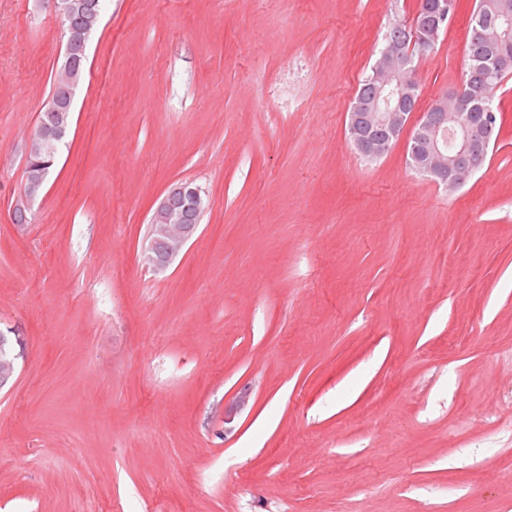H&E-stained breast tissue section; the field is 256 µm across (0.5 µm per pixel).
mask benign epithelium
Returning <instances> with one entry per match:
<instances>
[{
  "instance_id": "1",
  "label": "benign epithelium",
  "mask_w": 512,
  "mask_h": 512,
  "mask_svg": "<svg viewBox=\"0 0 512 512\" xmlns=\"http://www.w3.org/2000/svg\"><path fill=\"white\" fill-rule=\"evenodd\" d=\"M64 18L67 62L80 65L86 53L85 37L98 21L93 0H54ZM451 0H423L408 26L395 25L387 34L388 51L377 60L368 81V93L354 96L348 112L347 138L358 155L375 162L388 155L403 136H408L412 167L438 184L454 190L469 182L477 164L493 140L494 122L489 113L471 111L473 99L484 87L471 84L473 76L462 75V86L438 99L430 111L419 109V85L415 57L433 48L447 29ZM487 22L477 36L489 60V71L507 62L500 52L503 34L512 23V3L498 0L484 12ZM63 93L50 105L52 123H41L31 135L30 154L53 155L68 133L71 120L73 75L64 73ZM45 189L42 172L30 166L26 172L25 199L38 200ZM209 207L206 192L192 182L171 188L153 210L150 230L141 245L143 261L166 266L194 235Z\"/></svg>"
}]
</instances>
